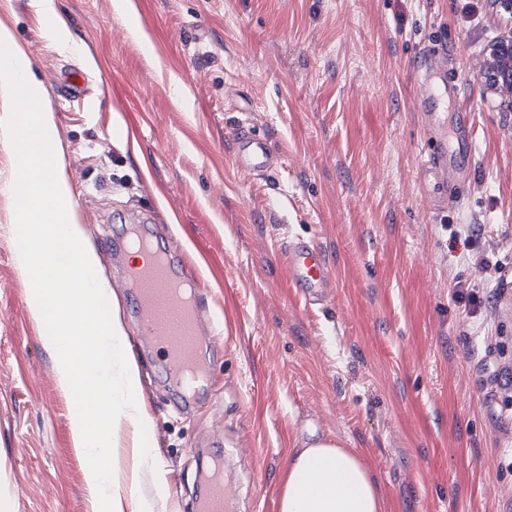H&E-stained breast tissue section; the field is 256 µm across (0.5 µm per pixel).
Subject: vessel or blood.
I'll use <instances>...</instances> for the list:
<instances>
[{
    "instance_id": "b4317fda",
    "label": "vessel or blood",
    "mask_w": 512,
    "mask_h": 512,
    "mask_svg": "<svg viewBox=\"0 0 512 512\" xmlns=\"http://www.w3.org/2000/svg\"><path fill=\"white\" fill-rule=\"evenodd\" d=\"M232 140L240 168L250 172L271 168L272 155L265 137L242 124L234 130ZM451 170L447 151L431 153L425 171L437 183L447 184ZM127 248L139 255L138 263L126 269V277L135 291L139 335L162 352L170 386L186 404H193L211 387L201 345L198 286L182 278L175 250H159L142 234L131 236ZM286 265L295 287L310 300L325 299L332 286V275L321 250L305 241L292 242L286 252ZM206 485L197 512H235L233 498L224 483L222 460L214 461L206 475Z\"/></svg>"
}]
</instances>
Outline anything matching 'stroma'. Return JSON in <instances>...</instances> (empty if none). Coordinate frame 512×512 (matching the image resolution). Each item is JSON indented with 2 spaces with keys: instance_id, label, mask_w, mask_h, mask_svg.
<instances>
[{
  "instance_id": "obj_1",
  "label": "stroma",
  "mask_w": 512,
  "mask_h": 512,
  "mask_svg": "<svg viewBox=\"0 0 512 512\" xmlns=\"http://www.w3.org/2000/svg\"><path fill=\"white\" fill-rule=\"evenodd\" d=\"M56 2L82 55L44 39L34 0H0V24L43 87L87 81L50 108L111 313L136 336L123 237L141 219L181 250L216 338L212 390L185 414L154 349L132 347L166 483L142 469L137 494L195 512L196 451L218 439L238 449L240 512H280L288 461L315 435L363 458L384 512H512V106L479 79L512 20L489 0H131L123 23L112 0ZM440 46L435 109L461 169L445 211L427 198L439 142L419 108L421 59ZM241 121L278 160L267 174L233 159ZM12 156L0 141V512H96L74 400L19 272ZM456 224L479 239L451 243ZM296 239L331 268L323 302L288 279ZM459 283L480 306L455 301Z\"/></svg>"
}]
</instances>
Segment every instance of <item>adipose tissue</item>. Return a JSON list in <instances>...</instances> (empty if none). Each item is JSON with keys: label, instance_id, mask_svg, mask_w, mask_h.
<instances>
[{"label": "adipose tissue", "instance_id": "obj_1", "mask_svg": "<svg viewBox=\"0 0 512 512\" xmlns=\"http://www.w3.org/2000/svg\"><path fill=\"white\" fill-rule=\"evenodd\" d=\"M280 512H383V498L358 455L322 439L291 457Z\"/></svg>", "mask_w": 512, "mask_h": 512}]
</instances>
